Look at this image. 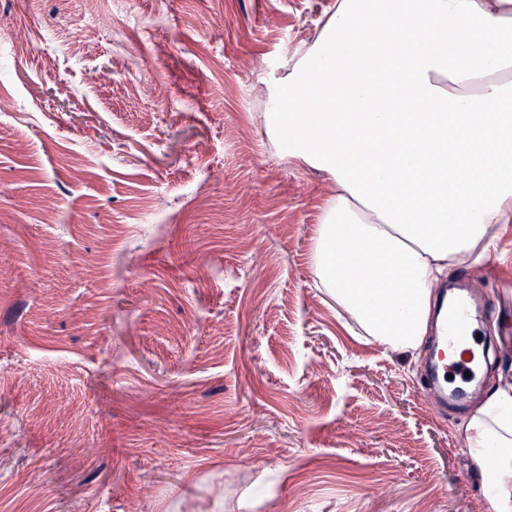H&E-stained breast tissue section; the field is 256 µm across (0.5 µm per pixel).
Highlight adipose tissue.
<instances>
[{"instance_id":"1","label":"adipose tissue","mask_w":512,"mask_h":512,"mask_svg":"<svg viewBox=\"0 0 512 512\" xmlns=\"http://www.w3.org/2000/svg\"><path fill=\"white\" fill-rule=\"evenodd\" d=\"M274 96L268 134L332 183L319 286L364 335L417 348L438 281L512 223V0H336ZM466 438L492 512H512V382Z\"/></svg>"}]
</instances>
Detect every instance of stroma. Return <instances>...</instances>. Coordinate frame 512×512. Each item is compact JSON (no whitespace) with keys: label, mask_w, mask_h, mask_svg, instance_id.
I'll return each instance as SVG.
<instances>
[{"label":"stroma","mask_w":512,"mask_h":512,"mask_svg":"<svg viewBox=\"0 0 512 512\" xmlns=\"http://www.w3.org/2000/svg\"><path fill=\"white\" fill-rule=\"evenodd\" d=\"M0 0V512H490L426 350L317 288L261 119L336 0ZM499 303L512 223L449 270Z\"/></svg>","instance_id":"obj_1"}]
</instances>
